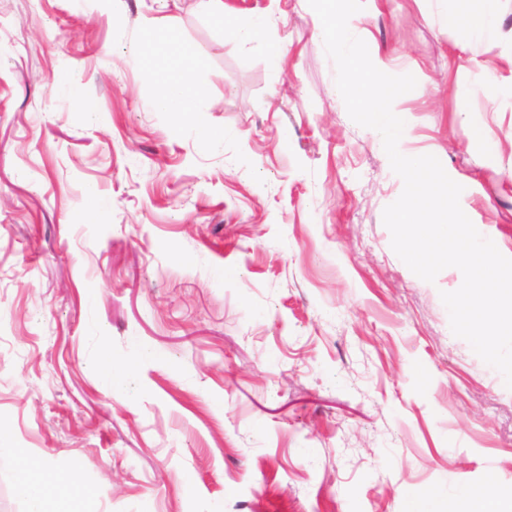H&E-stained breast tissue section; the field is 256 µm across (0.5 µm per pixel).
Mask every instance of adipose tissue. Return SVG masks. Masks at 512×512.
Masks as SVG:
<instances>
[{
    "instance_id": "adipose-tissue-1",
    "label": "adipose tissue",
    "mask_w": 512,
    "mask_h": 512,
    "mask_svg": "<svg viewBox=\"0 0 512 512\" xmlns=\"http://www.w3.org/2000/svg\"><path fill=\"white\" fill-rule=\"evenodd\" d=\"M496 0H482L479 13L459 14L454 23L459 46L473 41L492 48L499 34ZM16 489L26 499L28 512H58L60 506L70 503L81 483L78 471L63 472L46 464L31 462L23 451H16Z\"/></svg>"
}]
</instances>
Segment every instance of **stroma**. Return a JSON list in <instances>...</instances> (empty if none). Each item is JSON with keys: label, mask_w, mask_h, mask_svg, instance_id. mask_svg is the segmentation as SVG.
<instances>
[{"label": "stroma", "mask_w": 512, "mask_h": 512, "mask_svg": "<svg viewBox=\"0 0 512 512\" xmlns=\"http://www.w3.org/2000/svg\"><path fill=\"white\" fill-rule=\"evenodd\" d=\"M0 0V512L14 449L80 467L85 512H449L512 496V389L453 335L385 207L403 181L349 116L308 0ZM454 0L349 22L412 74L399 150L462 185L512 258V0L458 51ZM269 16L283 80L225 27ZM173 31L196 112L158 110L140 43ZM108 362L122 382L103 388ZM488 489H478L473 487H463L455 495V510L453 512H493V511H510V510H495L492 503L494 497ZM493 506V509H490Z\"/></svg>", "instance_id": "obj_1"}]
</instances>
